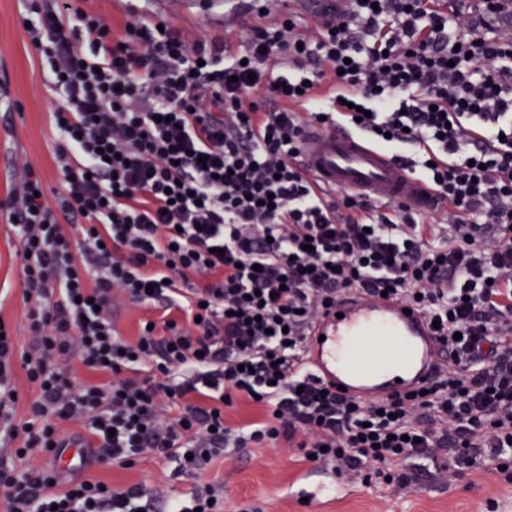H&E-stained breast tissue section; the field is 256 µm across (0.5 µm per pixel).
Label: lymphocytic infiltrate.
Instances as JSON below:
<instances>
[{
	"label": "lymphocytic infiltrate",
	"mask_w": 512,
	"mask_h": 512,
	"mask_svg": "<svg viewBox=\"0 0 512 512\" xmlns=\"http://www.w3.org/2000/svg\"><path fill=\"white\" fill-rule=\"evenodd\" d=\"M353 2L312 34L270 19L236 46L149 14L118 24L76 0H29L68 147L59 195L31 173L11 201L34 338L18 359L0 324L16 456L80 443L97 463L151 454L195 475L283 437L381 491L411 488L414 458L512 483V0H482L483 20L439 0ZM320 120L388 152L419 148L427 219L326 196L298 164L301 128ZM79 216L80 239L62 227ZM356 291L439 321L424 390L366 402L311 376L314 322ZM120 301L160 317L125 338ZM72 357L101 382L75 381ZM18 366L40 392L19 424ZM239 399L265 420L228 427ZM154 509L141 486L0 457V512Z\"/></svg>",
	"instance_id": "f902f5d3"
}]
</instances>
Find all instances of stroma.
<instances>
[{
    "label": "stroma",
    "instance_id": "stroma-1",
    "mask_svg": "<svg viewBox=\"0 0 512 512\" xmlns=\"http://www.w3.org/2000/svg\"><path fill=\"white\" fill-rule=\"evenodd\" d=\"M89 6L108 18L128 8L148 12L185 33L221 32L233 43L250 33L246 23L225 29L219 0H188L169 12L157 0H89ZM33 19L25 0H0V84L6 87L0 96V318L11 326L22 352L29 349L31 338L21 290L20 234L10 219L9 197L24 179L22 163L40 173L47 192L60 191L63 177L56 159L61 138L52 122L58 94L25 30ZM411 465L419 472L414 489L386 495L337 478L283 440L230 451L208 471L193 476L179 472L175 460L154 457L130 468L95 465L90 472L119 490L143 486L161 501H189L195 486L214 482L223 489L224 512H308L305 499L312 494L320 512H512V485L490 474L454 475L421 459Z\"/></svg>",
    "mask_w": 512,
    "mask_h": 512
}]
</instances>
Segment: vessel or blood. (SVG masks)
I'll list each match as a JSON object with an SVG mask.
<instances>
[{
	"label": "vessel or blood",
	"mask_w": 512,
	"mask_h": 512,
	"mask_svg": "<svg viewBox=\"0 0 512 512\" xmlns=\"http://www.w3.org/2000/svg\"><path fill=\"white\" fill-rule=\"evenodd\" d=\"M257 0H227L225 22L254 16ZM351 0H298L308 14L345 13ZM301 164L327 193H350L409 212L430 210L435 200L409 166L379 150L344 125L310 122L301 132ZM307 361L324 383L343 386L365 400L406 393L427 382L439 362V349L419 311L403 303L350 293L316 323Z\"/></svg>",
	"instance_id": "vessel-or-blood-1"
}]
</instances>
